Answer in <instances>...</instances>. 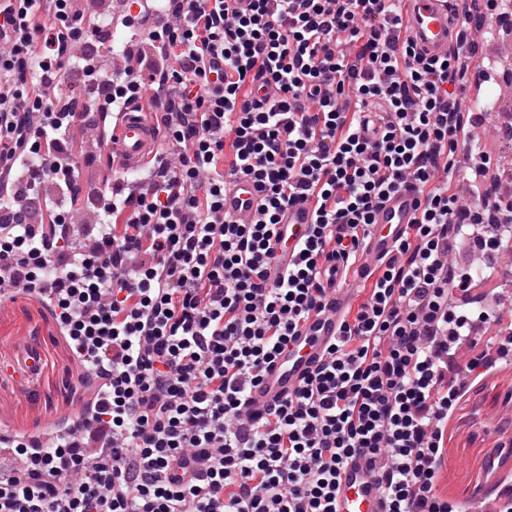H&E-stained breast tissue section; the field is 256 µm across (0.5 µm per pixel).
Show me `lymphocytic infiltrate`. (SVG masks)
<instances>
[{
	"instance_id": "f902f5d3",
	"label": "lymphocytic infiltrate",
	"mask_w": 512,
	"mask_h": 512,
	"mask_svg": "<svg viewBox=\"0 0 512 512\" xmlns=\"http://www.w3.org/2000/svg\"><path fill=\"white\" fill-rule=\"evenodd\" d=\"M135 2L121 24L156 16L154 53L109 72L75 50L91 31L74 0H0V164L19 162L18 192L0 199V262L18 292L51 283L44 303L93 387L59 444L14 446L0 512H336L356 454L387 512H454L438 492L448 418L512 362V336L472 355L490 316L472 313L474 276L454 260L476 237L512 253V207L457 93L483 17L461 11L439 60L403 38V0ZM56 65L82 73L70 94L85 112L41 88ZM132 105L177 151L147 164L144 191L102 195L97 234L75 249L76 127ZM237 175L262 194L245 222L224 215ZM401 189L418 217L367 270L370 291L326 357L288 398L250 409ZM300 204L314 222L271 277L280 217Z\"/></svg>"
}]
</instances>
